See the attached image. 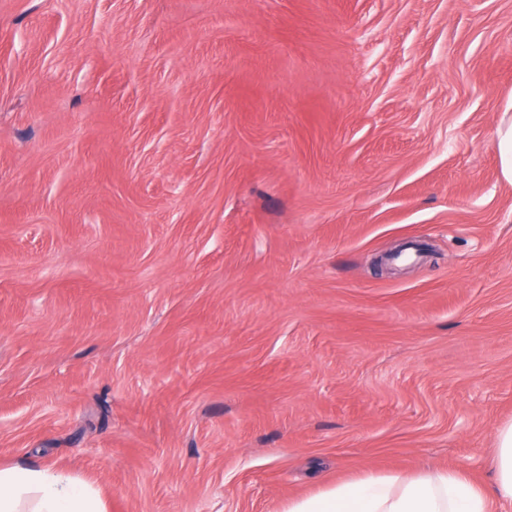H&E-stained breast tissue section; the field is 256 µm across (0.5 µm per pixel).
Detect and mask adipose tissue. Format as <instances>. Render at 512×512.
Returning a JSON list of instances; mask_svg holds the SVG:
<instances>
[{"mask_svg":"<svg viewBox=\"0 0 512 512\" xmlns=\"http://www.w3.org/2000/svg\"><path fill=\"white\" fill-rule=\"evenodd\" d=\"M490 484L464 467L374 473L324 486L291 500L285 512H493L512 507V420L500 425L487 463ZM0 512H106L84 481L29 465L0 467Z\"/></svg>","mask_w":512,"mask_h":512,"instance_id":"adipose-tissue-1","label":"adipose tissue"}]
</instances>
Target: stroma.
<instances>
[{"label":"stroma","instance_id":"1","mask_svg":"<svg viewBox=\"0 0 512 512\" xmlns=\"http://www.w3.org/2000/svg\"><path fill=\"white\" fill-rule=\"evenodd\" d=\"M512 0H0V465L108 512L488 480ZM512 91L496 125L495 153L502 178L512 185Z\"/></svg>","mask_w":512,"mask_h":512}]
</instances>
